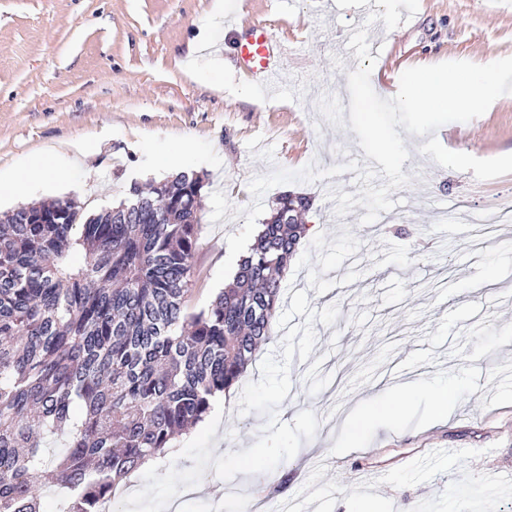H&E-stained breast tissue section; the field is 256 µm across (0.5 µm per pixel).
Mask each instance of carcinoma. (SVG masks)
Wrapping results in <instances>:
<instances>
[{
    "mask_svg": "<svg viewBox=\"0 0 512 512\" xmlns=\"http://www.w3.org/2000/svg\"><path fill=\"white\" fill-rule=\"evenodd\" d=\"M201 188L180 173L94 215L55 199L0 216V512H41L43 485L64 491L58 512H101L269 339L307 231L288 214L310 202L281 195L233 286L191 311Z\"/></svg>",
    "mask_w": 512,
    "mask_h": 512,
    "instance_id": "obj_1",
    "label": "carcinoma"
}]
</instances>
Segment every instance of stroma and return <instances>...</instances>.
I'll return each instance as SVG.
<instances>
[{"mask_svg": "<svg viewBox=\"0 0 512 512\" xmlns=\"http://www.w3.org/2000/svg\"><path fill=\"white\" fill-rule=\"evenodd\" d=\"M252 19L287 38L278 93L253 84L233 47ZM363 0H0V176L42 150L89 155L0 198V212L50 199L118 205L131 183L165 179L166 161L203 179L204 205L188 306L213 298L228 235L244 218L212 220L209 199L233 208L253 201L252 177L275 167L367 165L355 132L332 127L318 101L349 105L347 74L358 66L351 35L367 27L376 59L371 85L389 97L410 67L512 57V0H419L394 29L366 24ZM447 149L488 159L512 154V94L482 116L441 126ZM411 181L392 191L393 210L360 224L362 206L336 217L330 189H359L345 172L276 186L310 199L316 233L300 240L283 280L281 308L296 291L309 305H338L332 326L315 323L307 361L290 365L292 388L281 421L304 409L320 426L283 461L295 481L291 512H341L370 501L374 512H512V174L477 180L424 156L423 137L404 134ZM497 231L476 246L471 215ZM465 381L448 420L430 423L419 397L394 425L377 423L350 441L343 420L359 402H380L389 385L448 377ZM261 413L223 415L215 454L247 448ZM274 473L224 482V512H249Z\"/></svg>", "mask_w": 512, "mask_h": 512, "instance_id": "obj_1", "label": "stroma"}]
</instances>
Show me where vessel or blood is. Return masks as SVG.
Returning a JSON list of instances; mask_svg holds the SVG:
<instances>
[{"label":"vessel or blood","mask_w":512,"mask_h":512,"mask_svg":"<svg viewBox=\"0 0 512 512\" xmlns=\"http://www.w3.org/2000/svg\"><path fill=\"white\" fill-rule=\"evenodd\" d=\"M287 48L260 21H250L235 45L236 64L253 81L270 85L277 79Z\"/></svg>","instance_id":"b4317fda"}]
</instances>
